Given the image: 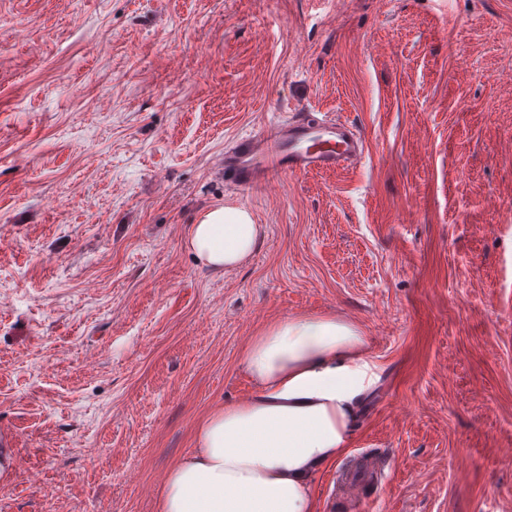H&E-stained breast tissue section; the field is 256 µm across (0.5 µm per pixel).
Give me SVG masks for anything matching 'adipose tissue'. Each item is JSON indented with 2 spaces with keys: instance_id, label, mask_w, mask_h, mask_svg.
<instances>
[{
  "instance_id": "1",
  "label": "adipose tissue",
  "mask_w": 512,
  "mask_h": 512,
  "mask_svg": "<svg viewBox=\"0 0 512 512\" xmlns=\"http://www.w3.org/2000/svg\"><path fill=\"white\" fill-rule=\"evenodd\" d=\"M260 231L249 210L226 204L201 216L187 245L201 264L228 272L251 258ZM242 368L251 392L198 423L159 512H316L312 477L346 453L377 381L365 336L335 316L280 319L251 338Z\"/></svg>"
}]
</instances>
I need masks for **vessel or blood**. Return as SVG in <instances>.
<instances>
[{"instance_id":"1","label":"vessel or blood","mask_w":512,"mask_h":512,"mask_svg":"<svg viewBox=\"0 0 512 512\" xmlns=\"http://www.w3.org/2000/svg\"><path fill=\"white\" fill-rule=\"evenodd\" d=\"M364 137L347 122L325 117L315 122L273 121L224 154V179L238 188L266 181L270 171L304 175L357 162Z\"/></svg>"}]
</instances>
